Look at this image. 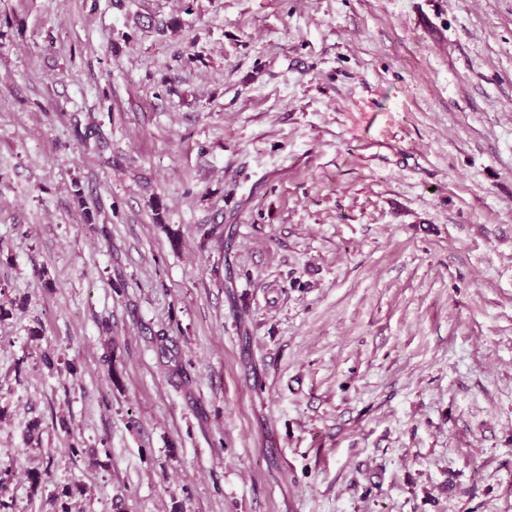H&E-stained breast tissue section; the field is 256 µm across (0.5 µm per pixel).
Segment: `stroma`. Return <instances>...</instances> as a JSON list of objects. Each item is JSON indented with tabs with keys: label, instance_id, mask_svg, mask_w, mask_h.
Here are the masks:
<instances>
[{
	"label": "stroma",
	"instance_id": "1",
	"mask_svg": "<svg viewBox=\"0 0 512 512\" xmlns=\"http://www.w3.org/2000/svg\"><path fill=\"white\" fill-rule=\"evenodd\" d=\"M0 498L512 512V0H0Z\"/></svg>",
	"mask_w": 512,
	"mask_h": 512
}]
</instances>
